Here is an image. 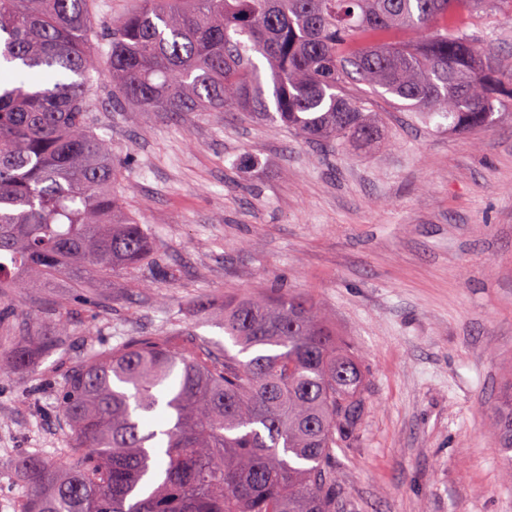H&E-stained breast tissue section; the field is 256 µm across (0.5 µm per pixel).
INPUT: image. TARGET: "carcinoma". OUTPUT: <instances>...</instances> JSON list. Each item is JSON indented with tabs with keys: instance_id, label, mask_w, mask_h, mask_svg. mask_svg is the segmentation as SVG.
I'll return each instance as SVG.
<instances>
[{
	"instance_id": "1",
	"label": "carcinoma",
	"mask_w": 512,
	"mask_h": 512,
	"mask_svg": "<svg viewBox=\"0 0 512 512\" xmlns=\"http://www.w3.org/2000/svg\"><path fill=\"white\" fill-rule=\"evenodd\" d=\"M91 51L92 0H0V290L73 275L76 287L153 258L144 225L112 191L95 78L143 112H246L301 140L368 147L382 121L352 78L402 106L471 131L512 107V74L453 29L465 12L512 0H142ZM429 31L399 40L403 31ZM264 60L258 64L249 52ZM46 87L28 85L32 71ZM299 294L224 301L238 351L185 353L156 336L74 360L58 404L75 466L16 462L22 512H336L334 448L364 411L358 354ZM71 331L24 337L0 377L64 349ZM512 480V382L490 429Z\"/></svg>"
}]
</instances>
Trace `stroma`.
Wrapping results in <instances>:
<instances>
[{
	"mask_svg": "<svg viewBox=\"0 0 512 512\" xmlns=\"http://www.w3.org/2000/svg\"><path fill=\"white\" fill-rule=\"evenodd\" d=\"M460 25L512 68L503 11ZM349 90L384 125L366 150L307 144L238 112L116 108L111 76L100 77L114 188L156 260L84 288L61 276L0 299V336L13 344L35 317L42 332L59 320L73 331L65 355L0 378V512H18L28 494L14 460H77L58 415L71 359L143 336L177 351L227 344L225 298L274 288L318 301L362 359V424L333 460L339 512H512L488 435L512 376V114L455 134L365 84Z\"/></svg>",
	"mask_w": 512,
	"mask_h": 512,
	"instance_id": "obj_1",
	"label": "stroma"
}]
</instances>
